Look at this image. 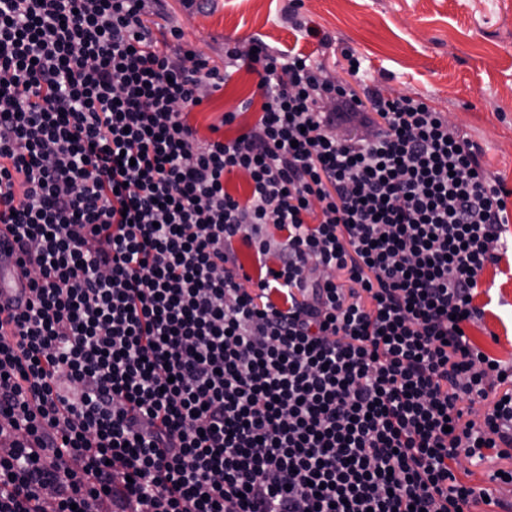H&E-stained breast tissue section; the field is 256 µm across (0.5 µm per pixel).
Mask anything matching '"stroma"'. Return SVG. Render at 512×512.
Listing matches in <instances>:
<instances>
[{"mask_svg":"<svg viewBox=\"0 0 512 512\" xmlns=\"http://www.w3.org/2000/svg\"><path fill=\"white\" fill-rule=\"evenodd\" d=\"M288 3L214 0L197 13L168 0L167 18L181 28L183 43L218 66L225 44L245 51L259 36L273 47H300L324 76L355 90L424 96L481 145L485 167L512 190V0H303L299 14L330 36L326 46L299 38L286 19ZM351 52L363 62L357 77L348 70ZM257 82L239 71L197 107L192 122L200 134L231 138L254 125L262 104ZM228 112L237 115L229 126L222 122ZM480 281L489 311L469 332L490 355L512 361V256L487 268Z\"/></svg>","mask_w":512,"mask_h":512,"instance_id":"1","label":"stroma"}]
</instances>
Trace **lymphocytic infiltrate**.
Returning <instances> with one entry per match:
<instances>
[{
	"instance_id": "1",
	"label": "lymphocytic infiltrate",
	"mask_w": 512,
	"mask_h": 512,
	"mask_svg": "<svg viewBox=\"0 0 512 512\" xmlns=\"http://www.w3.org/2000/svg\"><path fill=\"white\" fill-rule=\"evenodd\" d=\"M165 17L0 0V225L30 283L0 314V512H469L463 458L512 486V365L462 331L512 250L482 148L296 47L214 66ZM241 69L260 120L199 138Z\"/></svg>"
}]
</instances>
